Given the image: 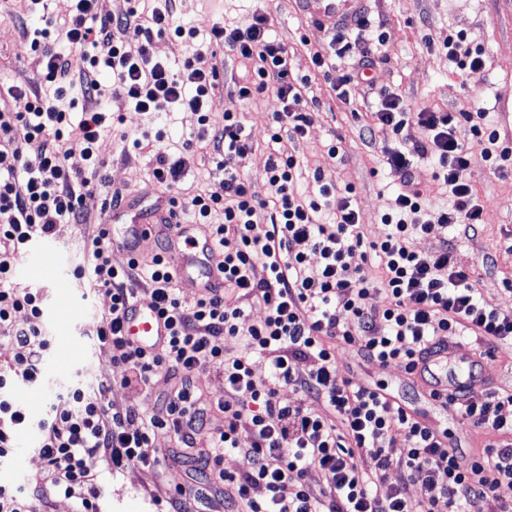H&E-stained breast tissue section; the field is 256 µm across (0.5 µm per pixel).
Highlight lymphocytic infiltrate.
I'll list each match as a JSON object with an SVG mask.
<instances>
[{
  "label": "lymphocytic infiltrate",
  "instance_id": "obj_1",
  "mask_svg": "<svg viewBox=\"0 0 512 512\" xmlns=\"http://www.w3.org/2000/svg\"><path fill=\"white\" fill-rule=\"evenodd\" d=\"M100 0H70L62 14L46 17L33 32L30 47L42 66L46 89L0 84V330L15 353L0 369V460L13 458L23 433L37 428L36 451L43 472L29 491L0 484V512H32L33 501L49 504L52 495L75 499L78 512H98L99 487L87 461L101 457L107 466L129 465L155 471L166 462L192 465L187 485L165 495L173 512H196L199 504L223 501L228 512H512L495 495L512 485V389L490 392L480 401L456 404L455 411L481 431L480 449L461 453L447 432L427 424L422 414L402 404L382 385H359L338 373L337 346L356 343L361 354L382 366L413 374L437 351L442 340L469 332L487 345L512 340V315L487 308L478 283L456 266L454 247L444 242L432 253L415 242L438 224L461 233L477 231L482 209L472 180L473 154L458 129L468 124L492 170L512 166V147L500 145L498 130L486 121L479 92L459 112L411 108L398 95L381 91L370 124L390 127L408 140L411 127L425 135L413 149L384 148L385 164L399 181L380 221L386 232L365 242L353 188H338L314 171L315 192L298 185L300 161L281 148L283 138L304 137L316 101L307 82L289 70L286 47L270 36L271 16L262 11L244 27L215 26L211 40L225 55L253 64V79L238 86L239 100L272 90L282 103L268 124V157L262 172L270 193L258 195L243 167L254 144L235 105L224 109L215 130L210 114L219 74L216 57L196 54L182 71L154 59L155 37L191 39L195 30L173 22V0H125L119 17L103 11ZM83 48L84 67L72 73L59 42ZM112 81L103 84L102 71ZM134 111L164 112L179 107L197 116L199 132L179 156L153 142L133 140L134 148L155 151L149 196L170 210L191 212L212 239L218 281L204 288L192 305L177 293V279L163 242L151 258L112 263V239L98 228L90 243V273L110 297V305L88 334L110 354L121 385L150 394L157 376L171 382L169 394L152 411L130 403H109L110 383L76 380L57 395L48 419L33 422L11 399L13 385L40 381L51 341L42 332L40 289L13 288L15 265L30 243L62 223H85L84 201L98 182V142L111 129L110 99ZM213 160L224 177L223 195L199 190L181 197L176 188L196 153ZM430 159L431 177L446 188L451 203L432 208L419 180L415 158ZM317 268H309L310 255ZM264 277H256V267ZM375 267L369 277L367 267ZM149 282L150 300L166 315L171 334L156 350L133 345L122 323ZM265 311L247 323L246 306ZM25 312V322L15 320ZM239 339L238 353H227L225 338ZM223 375L224 395L204 400L200 364ZM297 394L281 401L282 387ZM321 402L322 411L306 405ZM224 416L212 445L195 449V434L209 413ZM249 418L250 432L239 422ZM171 447L146 452L156 434ZM243 460L239 471L224 468V453ZM368 456L372 473L356 459ZM398 484L381 496L376 486L389 469ZM318 472L323 486L313 490L308 477ZM425 474L434 495L409 505L406 485Z\"/></svg>",
  "mask_w": 512,
  "mask_h": 512
}]
</instances>
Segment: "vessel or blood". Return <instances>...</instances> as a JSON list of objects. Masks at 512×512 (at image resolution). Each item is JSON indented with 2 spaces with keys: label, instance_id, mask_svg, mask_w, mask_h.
I'll return each mask as SVG.
<instances>
[{
  "label": "vessel or blood",
  "instance_id": "b4317fda",
  "mask_svg": "<svg viewBox=\"0 0 512 512\" xmlns=\"http://www.w3.org/2000/svg\"><path fill=\"white\" fill-rule=\"evenodd\" d=\"M372 0H292L296 13L309 25L333 33L349 31L364 25L370 15ZM106 224H121L136 231L138 239H146L156 232V225L144 213L118 208L108 211ZM212 248L207 237H193L185 249H175L171 263L177 279H193L196 271H206L210 278H217L214 262H211ZM125 333L138 344L150 346L161 343L168 336L164 315L151 303L137 301L125 323ZM477 352L462 343L449 344L443 352L430 356L420 367L417 378L426 387L447 391L466 392L479 384L474 367L478 361Z\"/></svg>",
  "mask_w": 512,
  "mask_h": 512
}]
</instances>
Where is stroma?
Wrapping results in <instances>:
<instances>
[{"instance_id": "35a3bbf8", "label": "stroma", "mask_w": 512, "mask_h": 512, "mask_svg": "<svg viewBox=\"0 0 512 512\" xmlns=\"http://www.w3.org/2000/svg\"><path fill=\"white\" fill-rule=\"evenodd\" d=\"M258 9L270 13L272 37L287 46L293 76L308 79L310 94L317 101L305 137L286 144L301 160L303 178L299 188L304 192L313 189L311 175L317 169L340 186H353L365 241L384 235L379 213L392 192L381 154L382 146L394 140L392 130L379 127L372 138L361 136L369 112L378 105L380 90L394 92L414 107L449 111L467 108L468 93L480 91L488 119L499 130L501 142L512 144V0H380L371 22L382 25L386 34L380 48L383 59L368 71L366 80L350 86L344 102L337 98L335 86L344 73L357 66L364 51L363 40L352 41L347 54L333 58L328 74L317 73L310 54L326 48L331 36L305 23L293 11L290 0H175L176 23L195 29L196 36L191 40L169 35L155 38L153 55L168 64L172 72H179L185 60L206 51L213 26L247 25ZM40 24L41 18L35 13L20 21L0 15L1 80L27 87L41 84L39 59L23 34L24 29ZM452 31L464 32L469 41L483 47L482 68L459 71L449 65L441 46ZM109 107L111 112L123 115L124 121L99 142L101 182L96 193L85 200L88 223L56 225L53 234L31 244L16 265L14 287L38 288L45 296L48 317L43 330L53 349H71L68 367H59L54 357H47L43 384L29 387L22 399L37 419L44 417L49 396L76 368L90 381L113 380L108 395L113 405L132 402V392L115 382L117 370L108 351L87 335L94 317L107 309L109 297L88 279L77 277L76 270L89 263L87 242L103 219L112 191L122 190L129 199L143 197L155 160L152 154L133 148L132 140L161 130L166 134L164 148L174 152L199 130L196 114L185 109L141 114L120 99L110 100ZM237 108L255 145L245 170L253 179L255 191L263 196L267 187L260 173L267 159L268 119L271 113L280 111L281 103L273 91L267 90L238 103ZM337 138L342 141V150L333 159L327 155V146ZM473 173L483 222L477 233L455 238V261L472 272L488 307L510 315L512 252H507L506 246L512 241V172L495 173L478 164ZM200 189L216 195L224 192L223 176L216 174L211 159L202 155L194 157L178 186L185 196ZM338 369L358 384L387 385L433 426L449 430L453 444L461 451L479 445L480 434L456 413L428 403L424 386L409 380L401 368L378 365L363 358L358 345L343 344L339 347ZM481 374L483 383L471 390L470 399L480 400L494 390L512 388V342L488 348L482 357ZM88 466L101 486L98 512H165L166 503L156 498L158 488H172L186 481L185 470L179 464L161 475L137 466L111 473L99 457L89 459Z\"/></svg>"}]
</instances>
